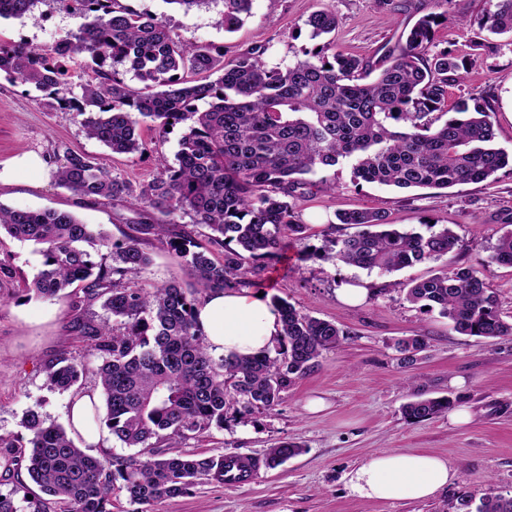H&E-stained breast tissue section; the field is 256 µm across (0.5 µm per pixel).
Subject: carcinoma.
Returning a JSON list of instances; mask_svg holds the SVG:
<instances>
[{
	"label": "carcinoma",
	"instance_id": "cac0c4a2",
	"mask_svg": "<svg viewBox=\"0 0 512 512\" xmlns=\"http://www.w3.org/2000/svg\"><path fill=\"white\" fill-rule=\"evenodd\" d=\"M45 0H0V18H18ZM81 23L48 48L0 44V74L31 86L57 107L83 117L89 138L112 154L142 153L184 127L175 163L148 183L112 175L105 157L69 148L56 154L60 186L83 198H108L147 209L123 241L93 231L77 216L55 209L23 210L0 205V231L40 246L43 269L27 291L45 299L71 289L78 311L70 329L90 342L102 406L93 418L130 455L107 450L93 456L77 447L67 429L50 422L40 406L21 420L23 431L0 436V474L25 469L42 496L30 512H112V496L151 506L183 496L201 481L224 483V456L172 454L171 448L213 427H224L228 410L244 419L277 405L281 393L318 366L323 352L344 332L274 297L283 339L276 355L214 356L195 319L198 296L224 289L253 288L281 258L282 231L301 234L288 198L310 185L305 176L346 163L352 182L401 189L480 183L512 166V154L495 145L485 109L460 102L444 110L448 85L460 79L461 64L448 50L425 56L438 15L421 17L405 45L374 67L332 50L324 40L336 17L316 11L308 18L309 39L318 41L304 58L282 69L268 67L263 51L226 61L224 53L175 39L157 16L120 0H66ZM224 30L233 32L252 14L254 0H221ZM483 25L494 35H512V0H489ZM89 61L92 75L75 96L66 63ZM155 131V141L140 128ZM213 231L211 243L223 259L195 239L194 228L176 216ZM360 231L330 241L327 259L367 271L393 272L438 260L458 243L444 226L426 233L392 224L386 212L360 209L338 214ZM166 240L176 265L193 276L186 292L176 281L150 289L127 287L150 257L140 242ZM107 250L111 263L92 254ZM487 264L512 267V229L497 240ZM406 298L439 309L465 336H512L496 296L473 267L443 269L406 284ZM102 301L106 319L80 315ZM410 364L423 349L417 338L398 342ZM84 365L62 357L46 368V386L75 388ZM448 397L406 404L404 415L431 419L451 406ZM301 448L286 441L269 449L275 468ZM455 512H512V496L489 491L457 499Z\"/></svg>",
	"mask_w": 512,
	"mask_h": 512
}]
</instances>
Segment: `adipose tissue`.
I'll list each match as a JSON object with an SVG mask.
<instances>
[{
  "label": "adipose tissue",
  "mask_w": 512,
  "mask_h": 512,
  "mask_svg": "<svg viewBox=\"0 0 512 512\" xmlns=\"http://www.w3.org/2000/svg\"><path fill=\"white\" fill-rule=\"evenodd\" d=\"M197 317L216 355L251 356L281 340V322L270 296L245 288L208 294L197 307ZM456 479V471L439 456L383 451L348 473L347 488L356 499L425 500Z\"/></svg>",
  "instance_id": "1"
}]
</instances>
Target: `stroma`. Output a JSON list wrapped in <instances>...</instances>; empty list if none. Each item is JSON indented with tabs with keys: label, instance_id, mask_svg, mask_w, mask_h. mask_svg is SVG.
<instances>
[{
	"label": "stroma",
	"instance_id": "35a3bbf8",
	"mask_svg": "<svg viewBox=\"0 0 512 512\" xmlns=\"http://www.w3.org/2000/svg\"><path fill=\"white\" fill-rule=\"evenodd\" d=\"M133 9L163 17L173 36L223 49L225 58L263 49L267 65H288L310 47L306 20L317 10L335 14L330 39L336 51L378 61L398 44L405 29L427 13L443 14L428 54L451 50L465 62L464 79L449 86L448 101L463 100L485 108L494 124L496 144L512 152V37L490 34L482 26L487 0H254L252 15L235 32H225L219 7L191 14L164 0H134ZM79 24L66 0H46L21 18L0 19V44L28 42L49 46ZM182 128L168 134L157 150L145 154L107 155L87 138L81 118L59 109L28 86L0 77V166L33 151L45 162L39 176L20 175L0 184V204L26 210L54 208L77 215L93 230L121 240L141 219L128 204L95 201L58 186L53 155L58 147L106 156L114 176L133 182L157 177L174 164ZM334 181L323 192L321 179ZM310 190L289 202L302 239L286 240L283 256L270 270L262 289L287 299L313 317L335 323L344 333L337 348L324 352L314 371L289 387L278 405L253 413L248 420L228 414L223 427L183 441L181 452L204 456L234 454L259 460L255 476L235 489L214 482L194 485L188 494L150 506L149 512H453L458 496L482 495L487 489L512 496V336L482 339L454 332L438 311L407 301L404 284L442 269L480 267L495 292L504 319L512 320V267L486 260L506 219L512 218V170L495 180L448 189L398 190L376 184L355 186L349 166L311 177ZM380 209L392 223L416 229L424 224L452 226L457 247L437 261H424L391 273L336 265L313 251L329 232L353 234L337 223L340 210ZM150 265L133 278L150 287L175 280L190 287L192 279L175 265L166 245L142 242ZM14 275L0 281V434L16 433L25 412L40 406L49 420L69 422L72 395L47 389L45 367L59 356L85 366L84 389L95 385L96 359L86 341L69 328L70 297L40 299L25 292L42 268V257L29 242L0 238ZM368 283L364 304L348 306L337 298L346 282ZM423 335L425 347L407 364L397 350L400 340ZM448 396L470 421L452 423L450 413L420 422L408 421L402 408L426 397ZM320 411H308L311 400ZM295 442L301 454L269 469L262 462L279 441ZM427 451L448 460L458 480L422 501L385 503L355 500L345 488V474L381 451Z\"/></svg>",
	"mask_w": 512,
	"mask_h": 512
}]
</instances>
